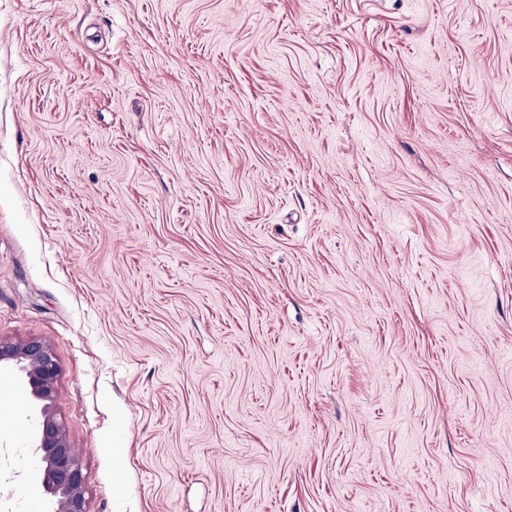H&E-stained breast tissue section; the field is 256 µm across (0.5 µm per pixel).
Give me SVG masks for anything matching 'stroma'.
Segmentation results:
<instances>
[{
	"mask_svg": "<svg viewBox=\"0 0 512 512\" xmlns=\"http://www.w3.org/2000/svg\"><path fill=\"white\" fill-rule=\"evenodd\" d=\"M0 339L87 512H512V0H0ZM2 362L19 366L32 398L40 405L35 448L42 453L46 486L54 498L50 512H86L82 467L52 407L59 367L51 347L39 341L18 343L0 339Z\"/></svg>",
	"mask_w": 512,
	"mask_h": 512,
	"instance_id": "35a3bbf8",
	"label": "stroma"
}]
</instances>
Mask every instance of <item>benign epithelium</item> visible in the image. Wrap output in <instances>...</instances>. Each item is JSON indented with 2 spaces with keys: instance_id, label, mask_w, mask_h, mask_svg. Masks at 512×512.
<instances>
[{
  "instance_id": "obj_1",
  "label": "benign epithelium",
  "mask_w": 512,
  "mask_h": 512,
  "mask_svg": "<svg viewBox=\"0 0 512 512\" xmlns=\"http://www.w3.org/2000/svg\"><path fill=\"white\" fill-rule=\"evenodd\" d=\"M2 362L19 366L32 398L40 405L36 447L46 464V486L54 498L51 512H86L82 467L52 407L59 367L51 347L39 341L18 343L0 339Z\"/></svg>"
}]
</instances>
